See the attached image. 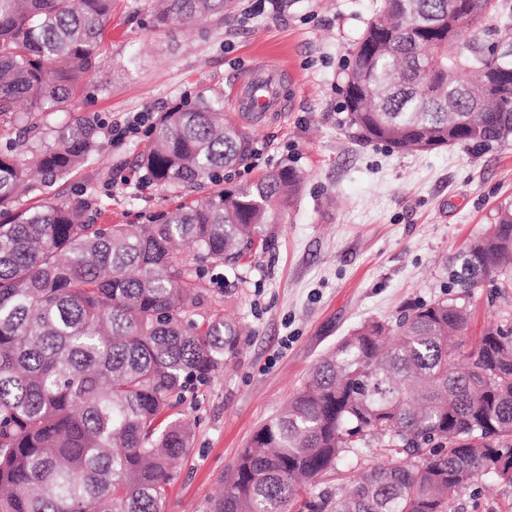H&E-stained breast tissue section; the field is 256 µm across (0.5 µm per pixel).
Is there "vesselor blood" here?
<instances>
[{
    "label": "vessel or blood",
    "instance_id": "obj_1",
    "mask_svg": "<svg viewBox=\"0 0 512 512\" xmlns=\"http://www.w3.org/2000/svg\"><path fill=\"white\" fill-rule=\"evenodd\" d=\"M286 71L282 68L255 64L244 71L234 83L231 102L238 112L255 118H266L285 111L281 82Z\"/></svg>",
    "mask_w": 512,
    "mask_h": 512
}]
</instances>
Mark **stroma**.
Masks as SVG:
<instances>
[{
	"instance_id": "stroma-1",
	"label": "stroma",
	"mask_w": 512,
	"mask_h": 512,
	"mask_svg": "<svg viewBox=\"0 0 512 512\" xmlns=\"http://www.w3.org/2000/svg\"><path fill=\"white\" fill-rule=\"evenodd\" d=\"M117 9L99 69L77 96L76 114L107 127L158 116L172 102L229 89L248 66L270 61L293 79L283 120L251 123L255 151L231 182L247 185L282 166L302 176L299 190L243 282L210 268L202 319L241 322V355L184 393L176 416L193 426L190 452L176 464L165 512H208L239 448L300 388L336 341L371 319L396 320L413 305L454 296L451 272L489 213L512 200V139L485 148L456 145L401 152L366 142L350 128L342 83L348 51L379 0H232L223 16L187 27H156V0ZM148 138L112 139L103 163L54 185L62 199L96 186L100 223L140 221L177 204L141 181ZM232 297H225L227 288ZM504 302L485 280L470 298L471 337L499 320ZM458 512H512V484L491 477L461 494Z\"/></svg>"
}]
</instances>
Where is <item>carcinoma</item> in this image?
Masks as SVG:
<instances>
[{
  "label": "carcinoma",
  "mask_w": 512,
  "mask_h": 512,
  "mask_svg": "<svg viewBox=\"0 0 512 512\" xmlns=\"http://www.w3.org/2000/svg\"><path fill=\"white\" fill-rule=\"evenodd\" d=\"M115 0H0V512H163L172 462L191 432L173 397L241 353L230 316L200 324L208 265L235 277L274 236L299 188L291 167L224 189L254 132L223 119L224 91L185 96L149 128L143 180L203 200L97 224L79 200L23 197L98 163L104 123L71 114L95 71ZM227 0H157L160 25L223 16ZM494 0H380L349 49L343 79L360 137L405 152L512 137V42L475 38ZM452 279L470 295L490 278L512 291V201L490 214ZM189 244L200 267L175 252ZM462 297L368 320L337 342L240 449L211 512H456L483 476L512 484V325L470 344ZM378 445L336 495L305 498L360 443ZM409 460L402 463L399 455Z\"/></svg>",
  "instance_id": "1"
}]
</instances>
